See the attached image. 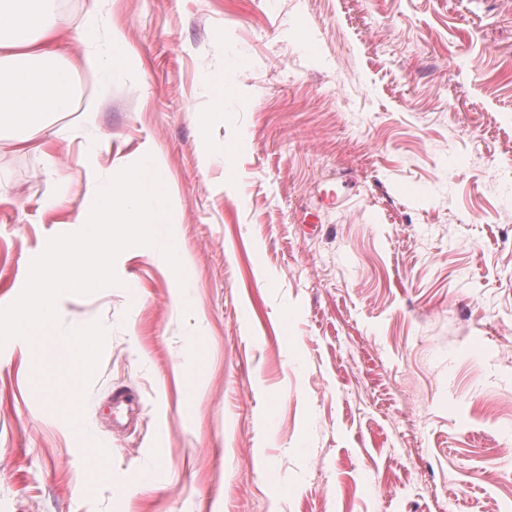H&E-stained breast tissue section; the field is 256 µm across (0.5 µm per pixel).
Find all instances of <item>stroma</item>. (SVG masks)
Masks as SVG:
<instances>
[{
  "label": "stroma",
  "mask_w": 512,
  "mask_h": 512,
  "mask_svg": "<svg viewBox=\"0 0 512 512\" xmlns=\"http://www.w3.org/2000/svg\"><path fill=\"white\" fill-rule=\"evenodd\" d=\"M111 17L141 65L99 131L160 161L191 267L114 251L111 287L57 302L96 341L49 383L8 325L80 230L87 157L49 176L0 140V512H512V0Z\"/></svg>",
  "instance_id": "1"
}]
</instances>
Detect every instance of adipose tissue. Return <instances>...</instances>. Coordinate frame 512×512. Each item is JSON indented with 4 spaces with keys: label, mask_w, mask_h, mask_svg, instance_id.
<instances>
[{
    "label": "adipose tissue",
    "mask_w": 512,
    "mask_h": 512,
    "mask_svg": "<svg viewBox=\"0 0 512 512\" xmlns=\"http://www.w3.org/2000/svg\"><path fill=\"white\" fill-rule=\"evenodd\" d=\"M53 2L0 0V139L40 152L56 142L83 138L97 125L96 102L83 109L71 128L54 121L72 106L71 69L93 73L106 89L132 57L122 28L107 17L105 0H83L78 24L85 41L77 53L66 38L68 19L46 21ZM85 182L86 202L68 216L69 223L82 225V232L55 249L11 324L14 332L33 337L40 346L43 372L53 381L72 377L90 359L96 337L87 328L62 333L56 302L77 288L111 287L114 250L132 242L162 244L175 277L189 266L175 244L168 178L157 161L121 169L107 179L94 163L85 168Z\"/></svg>",
    "instance_id": "ef3b65f1"
}]
</instances>
